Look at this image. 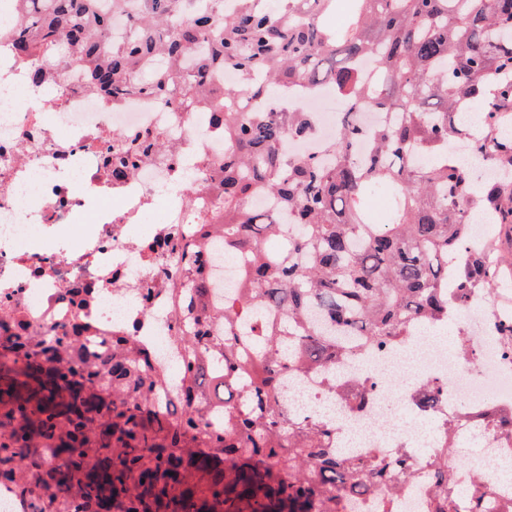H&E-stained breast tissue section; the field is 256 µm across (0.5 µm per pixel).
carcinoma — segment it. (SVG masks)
I'll use <instances>...</instances> for the list:
<instances>
[{
    "label": "carcinoma",
    "mask_w": 512,
    "mask_h": 512,
    "mask_svg": "<svg viewBox=\"0 0 512 512\" xmlns=\"http://www.w3.org/2000/svg\"><path fill=\"white\" fill-rule=\"evenodd\" d=\"M17 54L32 75L77 68L112 94L177 90L224 115V239L246 249L245 292L207 305L212 283L196 260L184 289L190 335L180 389L159 390L146 351L127 336L112 351L89 352L78 323L22 343L0 335V484L36 502V512H344L348 492L372 493L380 512H395L394 476L414 472L404 450L389 466L371 456L348 460L333 449L336 425L303 422L278 393L283 371L330 368L342 354L402 340L415 327L452 325L455 302L493 291L499 267L460 258L469 221L489 212L512 224V189L474 190L449 149L469 140L512 169V137L497 131L512 113V0H20ZM132 11L126 36L114 41L112 16ZM208 54L193 73L184 62L198 43ZM167 68L151 71L155 54ZM375 58L372 82L358 83L354 63ZM230 68L237 87L211 83ZM325 82L350 89L370 112L397 113L364 129L346 113L336 138L314 155L288 160L284 142L305 136L308 111L263 117L235 111L240 92L267 98L281 88ZM483 102V135L460 111ZM367 140L370 150L359 143ZM276 197L293 213L294 235L280 254L274 215L253 211L256 194ZM453 272L455 300L443 283ZM263 305L280 336L257 324ZM248 327L249 337L215 336L211 321ZM233 390L224 421L211 425L204 389L215 379ZM351 405L363 386L335 378ZM443 462L427 474L430 512H456L463 487ZM469 512H484L491 481L474 471Z\"/></svg>",
    "instance_id": "carcinoma-1"
}]
</instances>
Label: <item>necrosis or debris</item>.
<instances>
[{
  "instance_id": "obj_1",
  "label": "necrosis or debris",
  "mask_w": 512,
  "mask_h": 512,
  "mask_svg": "<svg viewBox=\"0 0 512 512\" xmlns=\"http://www.w3.org/2000/svg\"><path fill=\"white\" fill-rule=\"evenodd\" d=\"M10 37H0V334L35 336L75 313L103 342L128 336L150 351L155 370H170L186 249L196 250L213 284L212 304L242 292L250 259L225 262L222 233L202 235L224 212L216 176L228 144L210 112H188L151 94L117 96L86 85L77 71L55 73L40 88L27 81ZM250 108L281 105L312 112L314 129L289 139L288 156L313 154L335 136L347 112L335 91L293 89L279 99L248 97ZM148 140L149 151L121 181L112 178L114 136ZM512 320V283L494 296L476 294L456 313L472 350L463 362L440 341L415 337L404 348H379L345 360L352 380L371 389L350 411L318 371L286 375L282 392L300 420L335 409L346 424L341 455L391 457L400 448L435 447L444 424L462 434L491 414L512 410V347L500 336ZM438 382L434 417L412 409L419 392ZM478 455L493 477L499 512L512 505V476L496 462L512 456V436L484 431Z\"/></svg>"
}]
</instances>
